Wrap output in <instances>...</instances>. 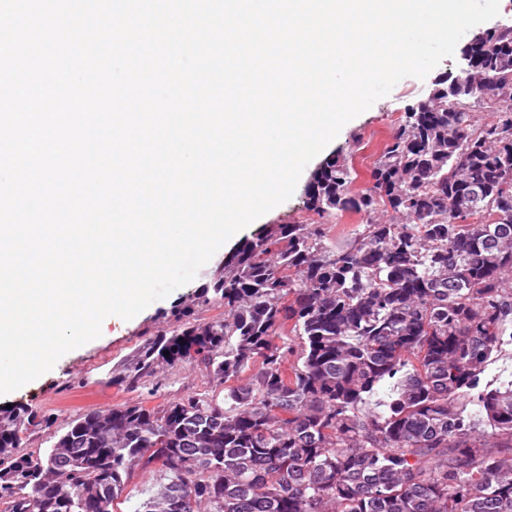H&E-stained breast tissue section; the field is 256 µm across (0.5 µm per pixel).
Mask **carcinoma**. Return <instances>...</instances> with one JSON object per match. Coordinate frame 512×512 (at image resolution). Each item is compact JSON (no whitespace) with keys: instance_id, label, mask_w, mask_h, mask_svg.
Returning <instances> with one entry per match:
<instances>
[{"instance_id":"obj_1","label":"carcinoma","mask_w":512,"mask_h":512,"mask_svg":"<svg viewBox=\"0 0 512 512\" xmlns=\"http://www.w3.org/2000/svg\"><path fill=\"white\" fill-rule=\"evenodd\" d=\"M467 45L368 189L347 157L313 174L307 211L359 216L344 245L261 225L203 290L224 317L156 335L116 378L199 362L223 400L82 414L42 457L21 452L33 410L0 409V512H113L137 467L169 482L136 512H512V380L482 385L512 343V25Z\"/></svg>"}]
</instances>
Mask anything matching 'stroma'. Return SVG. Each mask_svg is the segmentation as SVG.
<instances>
[{"label": "stroma", "mask_w": 512, "mask_h": 512, "mask_svg": "<svg viewBox=\"0 0 512 512\" xmlns=\"http://www.w3.org/2000/svg\"><path fill=\"white\" fill-rule=\"evenodd\" d=\"M431 87V78H404L387 96L349 121L321 155L305 167L293 196L263 215L262 223H315V216L303 207L304 192L314 171L334 154H352L357 173L355 188L369 187L370 170L379 147L393 134L405 109L425 98ZM356 136L360 137L361 146L354 152L350 144ZM223 260V253H216L192 282L153 302L133 319H107L99 338L65 354L51 371L21 389L0 397V406L25 404L46 420L45 425L30 431L24 443L25 452L36 456L46 454L72 419L91 410L141 401L154 406L187 394L218 393L219 388L208 372L195 362L156 367L133 390L117 384L115 378L131 366L140 349L158 332L181 324L182 304H193L197 318L203 321L219 315V308L197 302L196 296L209 284Z\"/></svg>", "instance_id": "stroma-1"}]
</instances>
